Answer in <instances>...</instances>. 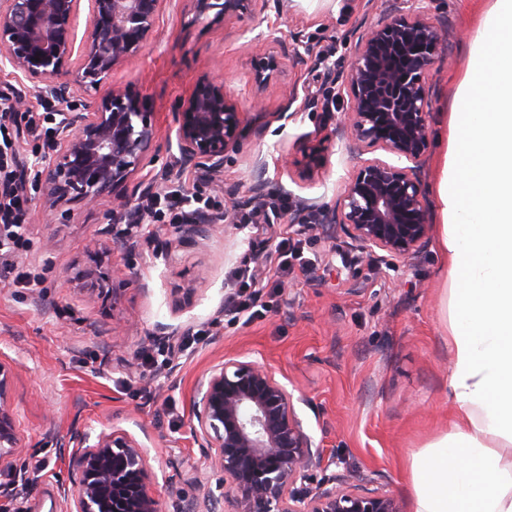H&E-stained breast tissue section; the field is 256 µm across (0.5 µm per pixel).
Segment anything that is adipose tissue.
<instances>
[{"mask_svg": "<svg viewBox=\"0 0 512 512\" xmlns=\"http://www.w3.org/2000/svg\"><path fill=\"white\" fill-rule=\"evenodd\" d=\"M436 194L455 412L411 459L412 512H512V0L479 19Z\"/></svg>", "mask_w": 512, "mask_h": 512, "instance_id": "1", "label": "adipose tissue"}]
</instances>
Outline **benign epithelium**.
<instances>
[{
  "label": "benign epithelium",
  "instance_id": "benign-epithelium-1",
  "mask_svg": "<svg viewBox=\"0 0 512 512\" xmlns=\"http://www.w3.org/2000/svg\"><path fill=\"white\" fill-rule=\"evenodd\" d=\"M88 27L78 34L82 2ZM163 0H0V66L20 84L58 103L53 159L39 172L43 203L58 209L72 201L90 207L112 205V223L100 232L111 250L134 252L138 235L129 208L135 197L156 194L158 177L190 173L214 179L224 171L225 153L239 139L242 113L224 93V79L201 75L184 99L175 129L176 149L154 174L145 173L156 151L158 131L140 98L110 89L97 101L77 99L79 90L110 79L112 70L136 55L153 33ZM267 0H185L193 20L225 22L264 11ZM450 23L435 18L424 0H386L384 9L358 38L347 81L351 90L336 134L353 153L377 148L393 157L366 159L332 207L302 199L292 223L324 240L345 235L368 256L418 262L432 238L430 202L423 189V162L429 143L430 100L424 75L438 52L448 50ZM278 50L265 56L259 83L284 62L302 66L314 48L296 36L288 43L262 33ZM77 70H72L74 61ZM309 84L286 88L277 120L306 106ZM268 163L253 164L251 222L277 224L281 209L267 204ZM239 201L227 194L224 213H198L169 233L165 253L208 237L211 227L237 219ZM93 300L109 287L107 278L85 270ZM10 368L0 363V467L21 455L9 391ZM189 426L202 450V465L221 472L219 494L203 490L190 512H400L380 487H368L348 469L327 473L332 462L298 416L294 395L272 369L241 353L226 354L198 379ZM64 447L73 449L77 478L56 485L51 505L66 512H162L160 492L145 443L112 427L95 438L79 430Z\"/></svg>",
  "mask_w": 512,
  "mask_h": 512
}]
</instances>
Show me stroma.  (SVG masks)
I'll list each match as a JSON object with an SVG mask.
<instances>
[{"label":"stroma","mask_w":512,"mask_h":512,"mask_svg":"<svg viewBox=\"0 0 512 512\" xmlns=\"http://www.w3.org/2000/svg\"><path fill=\"white\" fill-rule=\"evenodd\" d=\"M483 5L426 2L429 13L452 25L447 53L436 55L425 74L431 108L423 185L431 200L443 163L446 116ZM382 8V0H268L264 13L213 23L191 21L183 0H164L142 51L81 98H100L113 86L135 90L159 131L160 166L183 98L200 75L222 74L225 93L242 113L243 131L225 154L221 180L175 176L160 183L159 192L196 196L209 213L223 210L227 193L249 199L251 161L260 155L268 161L272 205H283L287 191L331 206L362 159L334 133L350 98L347 67L358 35ZM270 24L285 40L300 36L323 53L313 87L335 96V110L315 105L286 124L273 120L284 106L285 86L303 81L306 70L288 66L257 83L255 60L267 46L254 37ZM282 153L288 156L284 168L276 163ZM134 206L143 212L140 231L149 234L150 245L95 258L89 243L111 223L109 205L77 202L51 210L39 196L32 203L24 230L29 246L19 260L43 282L29 292L0 278V362L14 375L10 401L23 446L13 468L0 470V512H48L57 483L73 477L71 451L64 446L71 431L95 434L114 426L143 437L163 512H185L199 496L193 478L201 451L188 425L197 381L234 352L285 376L299 416L337 468L384 487L401 512H411L410 459L447 431L453 410L448 285L437 242L412 265L359 258L348 238L300 234L285 221L261 230L230 222L165 257L169 225L153 222L145 201ZM283 239L295 256L279 288L266 257ZM258 258L270 282L256 301L258 313L229 320L222 307L237 289L236 272ZM93 266L121 289L118 301L87 302L75 274ZM162 324L174 343L191 334L197 343L171 354L156 338ZM110 325L119 328L122 341L113 342ZM129 360L137 373L127 371Z\"/></svg>","instance_id":"1"}]
</instances>
